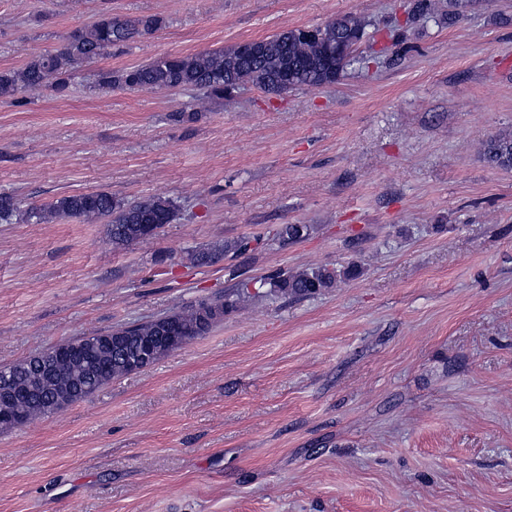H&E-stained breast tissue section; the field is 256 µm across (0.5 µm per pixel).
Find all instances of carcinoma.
<instances>
[{
	"instance_id": "obj_1",
	"label": "carcinoma",
	"mask_w": 512,
	"mask_h": 512,
	"mask_svg": "<svg viewBox=\"0 0 512 512\" xmlns=\"http://www.w3.org/2000/svg\"><path fill=\"white\" fill-rule=\"evenodd\" d=\"M161 27L154 15L137 17L100 16L93 24L71 33L60 47L31 56L17 69L0 70V97L16 100L32 90L47 88L57 97L70 93L74 71L114 48H122L150 35ZM366 24L352 16L340 17L323 27L292 28L260 41V52L249 56L238 43L226 49L202 51L189 56L161 55L147 64L117 71H102L98 86L121 90L192 89L213 102L232 95L244 85L268 93H287L313 89L335 83L348 68L370 64L371 57L346 54L342 42L360 41ZM485 158L496 167L512 168V134L502 133L491 139ZM48 223L62 219H79L86 223H104L107 237L116 249H126L146 240L149 226L155 232L177 217L176 204L167 198L151 196L126 201L105 190L60 197L45 205L21 209L11 194L0 193V220ZM309 224H281L273 241L281 248L293 245L310 235ZM263 246L259 236H243L223 245L190 254L193 264L213 263L229 253L245 256ZM337 271L320 268L310 272L271 275L252 283V287L270 286L292 297H309L334 287ZM232 304L227 300L201 302L173 314L117 328L125 343L114 350H103L91 369L61 361L53 379L37 383L35 356L13 364V385L17 401L13 407L24 416L25 423L51 414L50 407L61 403L63 394L73 393L65 401L79 402L114 378L131 373V360L141 344L160 334L162 327L175 336L193 339L205 335L224 316Z\"/></svg>"
}]
</instances>
